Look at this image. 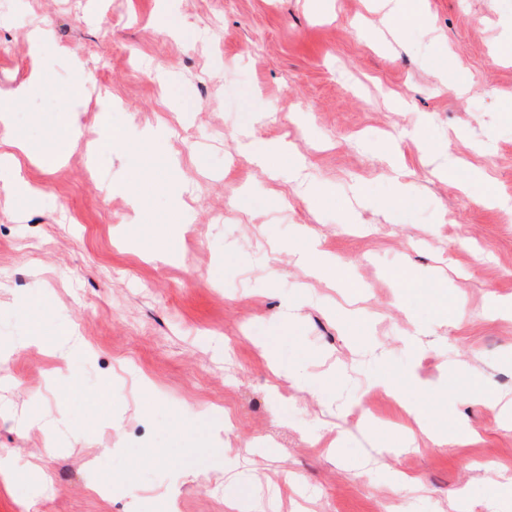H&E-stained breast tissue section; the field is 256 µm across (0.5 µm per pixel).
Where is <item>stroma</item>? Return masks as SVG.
<instances>
[{
	"label": "stroma",
	"mask_w": 512,
	"mask_h": 512,
	"mask_svg": "<svg viewBox=\"0 0 512 512\" xmlns=\"http://www.w3.org/2000/svg\"><path fill=\"white\" fill-rule=\"evenodd\" d=\"M421 6L426 23L404 30L383 0L0 10V93L29 77V27L49 41L17 137L41 152L66 138L58 113L81 127L56 167L17 153L41 201L0 189V512H454L461 489L471 512H512V430L468 400L512 398V318L482 312L512 292V214L481 202L512 198V60L495 56L512 0ZM105 94L129 137L94 158ZM158 126L166 139H138ZM249 131L287 143L277 177L241 154ZM392 143L419 185L403 201ZM474 167L486 181L458 189ZM314 184L325 193L307 198ZM315 244L356 266L361 300L298 264ZM405 264L442 281L400 287ZM291 369L308 389L287 418L275 394ZM414 374L451 390H411ZM414 410L479 436L436 446ZM203 462L221 479L192 481Z\"/></svg>",
	"instance_id": "obj_1"
}]
</instances>
